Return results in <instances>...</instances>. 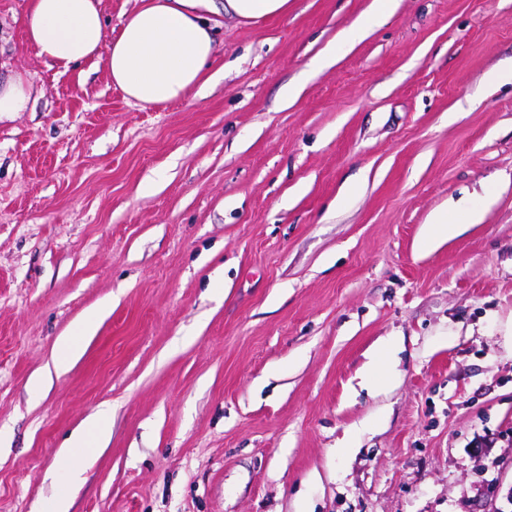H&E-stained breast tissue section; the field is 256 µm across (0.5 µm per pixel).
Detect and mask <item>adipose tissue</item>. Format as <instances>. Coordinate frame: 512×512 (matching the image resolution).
I'll use <instances>...</instances> for the list:
<instances>
[{
	"label": "adipose tissue",
	"instance_id": "ef3b65f1",
	"mask_svg": "<svg viewBox=\"0 0 512 512\" xmlns=\"http://www.w3.org/2000/svg\"><path fill=\"white\" fill-rule=\"evenodd\" d=\"M289 0H224V14L250 24L281 17ZM211 0H140L114 36L105 33L102 0H29L22 38L37 55L66 72L78 64H104L108 78L125 98L145 107L178 101L205 83L217 56ZM476 208L433 213L424 243L458 235L461 225L480 221ZM108 412L100 410L76 429L61 453L84 458L104 447Z\"/></svg>",
	"mask_w": 512,
	"mask_h": 512
}]
</instances>
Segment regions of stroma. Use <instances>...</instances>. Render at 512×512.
<instances>
[{"label":"stroma","instance_id":"obj_1","mask_svg":"<svg viewBox=\"0 0 512 512\" xmlns=\"http://www.w3.org/2000/svg\"><path fill=\"white\" fill-rule=\"evenodd\" d=\"M371 2L225 22L154 108L0 0V74L35 90L0 117V512H46L103 407L69 512H512V0ZM474 191L482 222L421 246ZM82 354L78 336H61L54 349V368L57 373L66 372ZM108 437V410L102 409L72 433L61 454L69 461L83 459L92 449L103 448Z\"/></svg>","mask_w":512,"mask_h":512}]
</instances>
